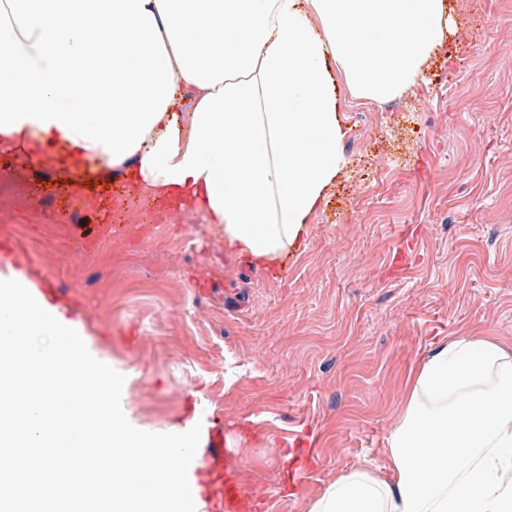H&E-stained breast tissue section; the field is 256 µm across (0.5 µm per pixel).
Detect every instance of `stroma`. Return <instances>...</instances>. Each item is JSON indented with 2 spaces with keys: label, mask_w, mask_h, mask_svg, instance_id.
<instances>
[{
  "label": "stroma",
  "mask_w": 512,
  "mask_h": 512,
  "mask_svg": "<svg viewBox=\"0 0 512 512\" xmlns=\"http://www.w3.org/2000/svg\"><path fill=\"white\" fill-rule=\"evenodd\" d=\"M453 32L414 91L379 103L338 89L345 159L292 273L260 270L192 208L151 205L122 169L73 179L0 147V180L25 196L0 208V238L32 244L30 264L60 282L56 306L85 345L126 377L129 422L181 431L201 397L229 422L227 446L247 488L303 512L343 471L383 469L411 375L461 333L512 341V0H447ZM146 225L86 250L98 225ZM418 229L408 271L387 268L399 234ZM211 275L198 298L192 273ZM312 438L320 460L278 496L282 442Z\"/></svg>",
  "instance_id": "stroma-1"
}]
</instances>
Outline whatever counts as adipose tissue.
<instances>
[{
	"label": "adipose tissue",
	"instance_id": "obj_1",
	"mask_svg": "<svg viewBox=\"0 0 512 512\" xmlns=\"http://www.w3.org/2000/svg\"><path fill=\"white\" fill-rule=\"evenodd\" d=\"M451 32L445 0H0V143L129 169L267 269L340 168L337 83L388 101ZM387 456L385 472L338 475L306 512H512V343L433 348Z\"/></svg>",
	"mask_w": 512,
	"mask_h": 512
}]
</instances>
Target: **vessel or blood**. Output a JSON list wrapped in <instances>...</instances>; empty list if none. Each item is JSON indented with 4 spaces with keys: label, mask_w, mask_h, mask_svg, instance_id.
I'll use <instances>...</instances> for the list:
<instances>
[{
    "label": "vessel or blood",
    "mask_w": 512,
    "mask_h": 512,
    "mask_svg": "<svg viewBox=\"0 0 512 512\" xmlns=\"http://www.w3.org/2000/svg\"><path fill=\"white\" fill-rule=\"evenodd\" d=\"M27 244L0 238V265L21 271L34 285L44 309H54L58 302L55 288L39 278L28 265ZM184 418L188 425H200L207 435L204 457L193 459L190 468L195 476L190 483L193 497L205 502L207 512H269L271 499L250 493L241 485L234 462L224 453V421L205 413L196 400L185 404Z\"/></svg>",
    "instance_id": "vessel-or-blood-1"
}]
</instances>
